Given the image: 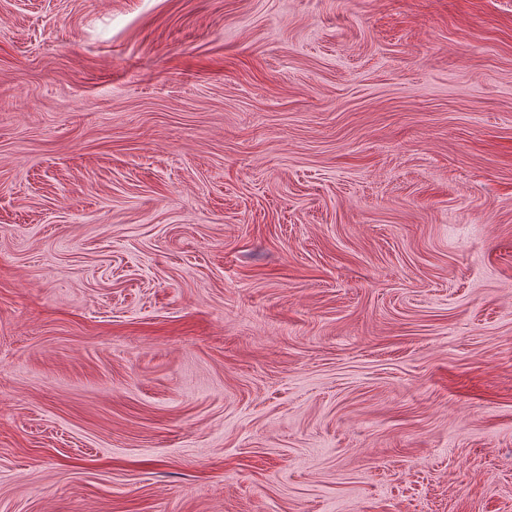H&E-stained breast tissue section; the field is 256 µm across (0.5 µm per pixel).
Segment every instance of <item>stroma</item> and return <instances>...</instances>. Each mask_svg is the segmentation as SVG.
<instances>
[{
  "label": "stroma",
  "mask_w": 512,
  "mask_h": 512,
  "mask_svg": "<svg viewBox=\"0 0 512 512\" xmlns=\"http://www.w3.org/2000/svg\"><path fill=\"white\" fill-rule=\"evenodd\" d=\"M0 512H512V0H0Z\"/></svg>",
  "instance_id": "obj_1"
}]
</instances>
